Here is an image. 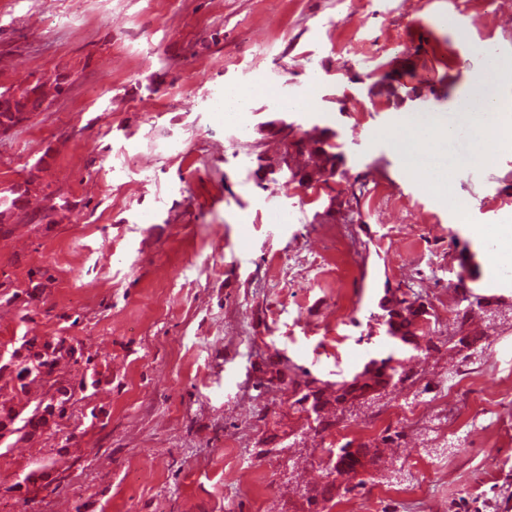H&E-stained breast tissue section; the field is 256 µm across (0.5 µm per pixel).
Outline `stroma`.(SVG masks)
<instances>
[{
  "instance_id": "stroma-1",
  "label": "stroma",
  "mask_w": 512,
  "mask_h": 512,
  "mask_svg": "<svg viewBox=\"0 0 512 512\" xmlns=\"http://www.w3.org/2000/svg\"><path fill=\"white\" fill-rule=\"evenodd\" d=\"M489 12L481 28L465 16ZM512 64V0H0V88L57 73L70 86L0 142V198L38 172L27 208L4 219L0 342L66 336L106 362L98 422L65 440L0 454L7 488L39 458L65 472L36 512H308L327 483L325 447L278 397L256 414L253 363L274 353L323 385L389 350L374 317L385 286L455 306L456 257L469 249L500 315L478 321L489 348L426 359L438 382H467L436 422L424 410L384 451L356 498L365 512H512V138L497 117L459 112L488 55ZM261 83L301 128L336 131L351 173L385 183L352 227L360 269L340 280L319 218L343 184L260 186L256 153L276 152L273 97L224 117V92ZM440 124L414 161L395 142ZM48 165L36 171L40 157ZM61 197L51 224L31 213ZM349 307L330 320L336 305ZM467 425L465 445L450 428Z\"/></svg>"
}]
</instances>
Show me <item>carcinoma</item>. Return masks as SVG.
Listing matches in <instances>:
<instances>
[{"label":"carcinoma","instance_id":"cac0c4a2","mask_svg":"<svg viewBox=\"0 0 512 512\" xmlns=\"http://www.w3.org/2000/svg\"><path fill=\"white\" fill-rule=\"evenodd\" d=\"M67 87L68 76L57 74L0 91V127L15 128L24 114L37 111L49 96L58 97ZM314 130L316 134L310 135L289 124L275 132L284 144L275 161L284 168L273 183L312 187L331 179L343 181L352 217L362 218L361 200L368 192L365 176L349 175L335 131L317 126ZM460 267L457 287L461 293L448 335H436L437 317L423 294L387 284L378 304L380 313L375 315L380 335L393 344L387 355L369 359L360 371L336 382L329 392L310 371L291 367L285 357L269 356L254 366L258 394L274 388L283 392L289 408L306 414L309 430L323 435L343 423L361 422L363 410L374 407L382 397L420 384L422 375L407 370L400 359L407 351L427 355L446 347L459 354L483 348V336L475 324L487 316L491 303L466 286L465 279H477L468 261L461 260ZM21 344L34 353V360H19L9 353L0 357V449L7 450L21 439L43 438L56 420L69 419L77 408L88 406L108 382L102 365L66 337L23 336ZM405 439L404 428L389 423L368 441L346 440L327 449L328 475L343 480L329 481L323 487V499L357 496L366 485L360 477L366 464L379 461L380 449L398 448Z\"/></svg>","mask_w":512,"mask_h":512}]
</instances>
